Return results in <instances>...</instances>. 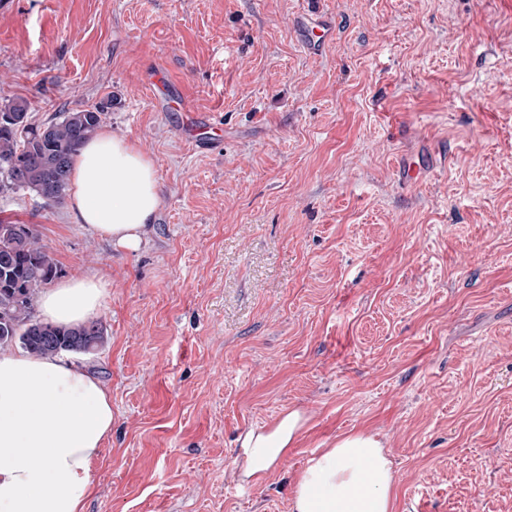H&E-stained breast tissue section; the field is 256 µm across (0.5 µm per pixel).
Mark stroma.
<instances>
[{
    "label": "stroma",
    "mask_w": 512,
    "mask_h": 512,
    "mask_svg": "<svg viewBox=\"0 0 512 512\" xmlns=\"http://www.w3.org/2000/svg\"><path fill=\"white\" fill-rule=\"evenodd\" d=\"M309 11L336 22L318 54ZM151 67L221 119L216 147L154 111ZM19 99L37 125L111 100L162 192L135 252L0 198L60 279L108 290L84 512H290L310 457L361 430L394 512H512V0H0ZM291 410L287 456L243 482L238 437ZM296 28L303 48L311 53L320 51L336 33V24L323 16H298Z\"/></svg>",
    "instance_id": "35a3bbf8"
}]
</instances>
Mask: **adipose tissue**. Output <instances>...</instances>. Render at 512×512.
<instances>
[{"instance_id":"adipose-tissue-1","label":"adipose tissue","mask_w":512,"mask_h":512,"mask_svg":"<svg viewBox=\"0 0 512 512\" xmlns=\"http://www.w3.org/2000/svg\"><path fill=\"white\" fill-rule=\"evenodd\" d=\"M76 223L137 250L162 196L151 159L101 130L74 156L69 185ZM107 288L93 274L39 296L44 321L77 325L101 309ZM112 401L99 379L65 354L0 350V512H82L92 466L112 434ZM304 427L292 410L246 432L244 475L268 476ZM395 475L383 441L367 431L317 452L295 480L290 512H393Z\"/></svg>"}]
</instances>
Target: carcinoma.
Segmentation results:
<instances>
[{
  "label": "carcinoma",
  "instance_id": "obj_1",
  "mask_svg": "<svg viewBox=\"0 0 512 512\" xmlns=\"http://www.w3.org/2000/svg\"><path fill=\"white\" fill-rule=\"evenodd\" d=\"M107 108L64 112L34 125L29 106L15 101L0 110V195L27 191L48 206L68 198L74 155L104 123ZM58 266L35 225L0 218V349L15 342L34 356L61 351L91 354L104 342L98 321L60 327L32 320L38 293L52 283Z\"/></svg>",
  "mask_w": 512,
  "mask_h": 512
}]
</instances>
